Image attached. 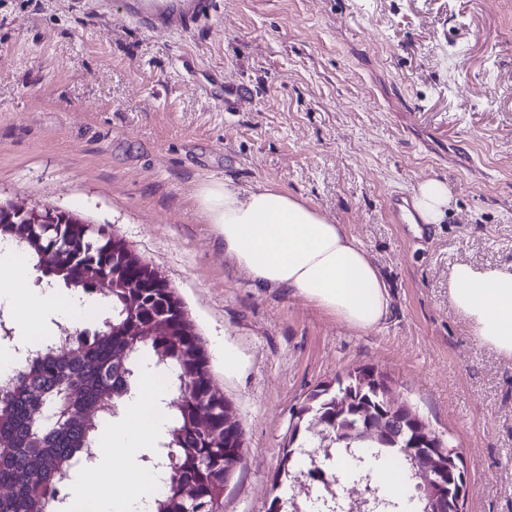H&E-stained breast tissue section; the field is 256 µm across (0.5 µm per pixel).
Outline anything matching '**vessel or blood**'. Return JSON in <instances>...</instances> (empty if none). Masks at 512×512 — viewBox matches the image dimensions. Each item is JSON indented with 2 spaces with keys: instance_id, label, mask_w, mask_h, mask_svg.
I'll list each match as a JSON object with an SVG mask.
<instances>
[{
  "instance_id": "obj_1",
  "label": "vessel or blood",
  "mask_w": 512,
  "mask_h": 512,
  "mask_svg": "<svg viewBox=\"0 0 512 512\" xmlns=\"http://www.w3.org/2000/svg\"><path fill=\"white\" fill-rule=\"evenodd\" d=\"M123 7L132 21L151 31H188L201 21L213 19L219 11L218 0H123ZM255 95L256 90L250 84L228 83L217 105L224 111L236 112ZM388 210L394 223H410L413 199L408 195L392 197Z\"/></svg>"
}]
</instances>
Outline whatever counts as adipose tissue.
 Returning a JSON list of instances; mask_svg holds the SVG:
<instances>
[{
  "label": "adipose tissue",
  "mask_w": 512,
  "mask_h": 512,
  "mask_svg": "<svg viewBox=\"0 0 512 512\" xmlns=\"http://www.w3.org/2000/svg\"><path fill=\"white\" fill-rule=\"evenodd\" d=\"M199 203L213 234L230 258L261 288H285L351 328L366 331L389 315L387 286L366 250L343 225L268 185L242 187L208 180ZM451 194L445 182L420 183L414 208L422 223H442ZM27 259L0 241V303L21 307L15 317L19 340L46 335L44 316L82 325L95 304L53 288H25ZM454 310L479 342L512 359V271H481L456 264L448 280ZM165 391L151 362L141 366L138 385L128 396L122 419L105 434V452L70 487V512H149V490L159 473L141 467L140 455L167 435Z\"/></svg>",
  "instance_id": "obj_1"
}]
</instances>
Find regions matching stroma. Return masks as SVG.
Listing matches in <instances>:
<instances>
[{
  "mask_svg": "<svg viewBox=\"0 0 512 512\" xmlns=\"http://www.w3.org/2000/svg\"><path fill=\"white\" fill-rule=\"evenodd\" d=\"M220 6L156 33L122 0H0V202L69 212L175 289L244 428L224 512H267L295 409L362 366L459 446L467 512H512V360L448 302L457 263L512 269V0ZM242 79L254 103L218 111ZM432 178L452 203L420 243L387 201ZM209 179L273 186L344 225L389 288L386 321L357 331L256 287L214 240Z\"/></svg>",
  "mask_w": 512,
  "mask_h": 512,
  "instance_id": "stroma-1",
  "label": "stroma"
}]
</instances>
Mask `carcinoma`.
Masks as SVG:
<instances>
[{"label":"carcinoma","mask_w":512,"mask_h":512,"mask_svg":"<svg viewBox=\"0 0 512 512\" xmlns=\"http://www.w3.org/2000/svg\"><path fill=\"white\" fill-rule=\"evenodd\" d=\"M0 238L20 247L38 279L70 293H95L87 271L109 279L106 296L109 330L87 328L70 333L72 344L31 353L12 378L0 385V512H39L41 502L56 498L58 482L83 460L99 429L117 416L134 387L139 366L150 359L171 373L169 394L192 385L181 404L168 402L171 425L160 443L155 467L165 470L168 490L152 501L151 512H223L224 487L241 463L244 447L240 421H224L228 401L212 383L208 357L183 303L130 258L112 277V246L71 224H2ZM390 400L373 389L351 394L348 412L336 419V392L315 389L293 414L288 446L274 476L286 488L307 476L316 487L330 476L329 463L348 458L353 476L371 487L370 512H430L427 493L417 477L414 457L381 437L351 430L360 410L383 409ZM54 418L36 425L43 414ZM440 451L448 466V504L466 499L468 479L462 457L451 443ZM397 458L411 480V508L372 486L371 461ZM190 490L191 498L183 497ZM268 512H301L294 496L274 497Z\"/></svg>","instance_id":"1"}]
</instances>
